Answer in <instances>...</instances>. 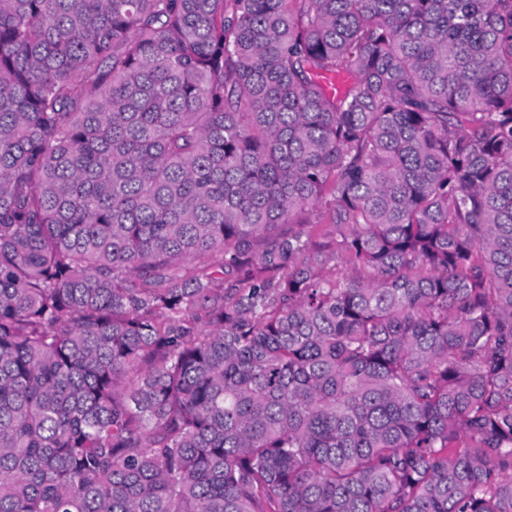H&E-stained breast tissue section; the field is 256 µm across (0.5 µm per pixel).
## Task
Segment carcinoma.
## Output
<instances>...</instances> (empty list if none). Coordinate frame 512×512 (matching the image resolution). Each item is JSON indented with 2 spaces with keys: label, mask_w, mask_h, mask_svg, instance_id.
Returning <instances> with one entry per match:
<instances>
[{
  "label": "carcinoma",
  "mask_w": 512,
  "mask_h": 512,
  "mask_svg": "<svg viewBox=\"0 0 512 512\" xmlns=\"http://www.w3.org/2000/svg\"><path fill=\"white\" fill-rule=\"evenodd\" d=\"M0 512H512V0H0Z\"/></svg>",
  "instance_id": "carcinoma-1"
}]
</instances>
